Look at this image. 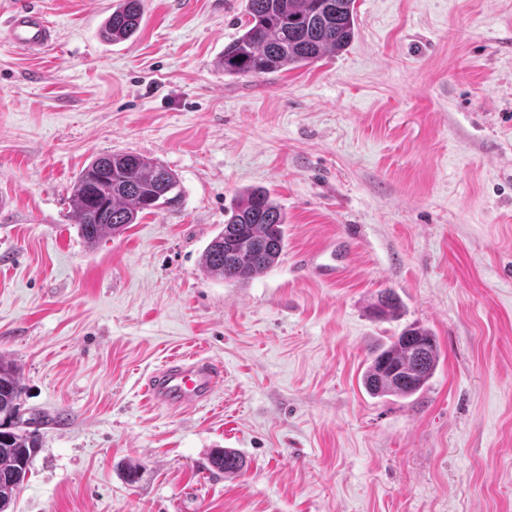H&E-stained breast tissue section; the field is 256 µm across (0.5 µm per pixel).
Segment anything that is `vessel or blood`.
Returning <instances> with one entry per match:
<instances>
[{
  "label": "vessel or blood",
  "instance_id": "obj_1",
  "mask_svg": "<svg viewBox=\"0 0 512 512\" xmlns=\"http://www.w3.org/2000/svg\"><path fill=\"white\" fill-rule=\"evenodd\" d=\"M7 27L13 44L30 55L44 52L57 40L46 15L34 8L15 11L9 16ZM319 256L315 253L303 255L301 263L326 282L335 281L342 275L343 266L320 262ZM223 378L222 365L212 359L175 356L146 378L142 391L155 405L170 409L190 408L208 402Z\"/></svg>",
  "mask_w": 512,
  "mask_h": 512
}]
</instances>
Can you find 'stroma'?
Masks as SVG:
<instances>
[{
	"instance_id": "obj_1",
	"label": "stroma",
	"mask_w": 512,
	"mask_h": 512,
	"mask_svg": "<svg viewBox=\"0 0 512 512\" xmlns=\"http://www.w3.org/2000/svg\"><path fill=\"white\" fill-rule=\"evenodd\" d=\"M115 4L0 0V356L40 434L9 512H512V0H355L346 49L254 77L218 65L246 0H143L112 45ZM25 7L57 30L44 55L10 41ZM113 153L181 196L91 246L72 187ZM248 187L287 246L224 282L201 257ZM341 234L336 283L297 271ZM411 325L438 341L429 385L368 395ZM195 351L224 367L211 401L148 404L144 377ZM142 0H120L105 21L102 35L111 43L128 40L138 30L141 22ZM210 464L225 474L238 473L244 466L242 457L238 453L226 448L216 451L211 457Z\"/></svg>"
}]
</instances>
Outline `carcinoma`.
<instances>
[{"instance_id":"1","label":"carcinoma","mask_w":512,"mask_h":512,"mask_svg":"<svg viewBox=\"0 0 512 512\" xmlns=\"http://www.w3.org/2000/svg\"><path fill=\"white\" fill-rule=\"evenodd\" d=\"M141 4L120 0L105 21L104 39L120 43L134 35ZM247 13L244 32L224 46L221 66L229 75L257 76L312 63L342 51L355 35L354 0H248ZM178 186L171 169L146 156H101L76 178L71 221L94 245L137 223L139 215L177 203ZM284 224L286 216L267 189H246L224 229L207 245L204 271L227 282H248L278 263L285 248ZM395 309L393 294L381 292L374 313L386 319ZM439 360L436 337L424 328H407L371 353L362 386L372 397H410L428 385ZM22 391L17 366L0 357V512H6L27 479L39 446L38 430L18 426ZM210 464L226 474L244 466L242 457L228 449L216 451Z\"/></svg>"}]
</instances>
